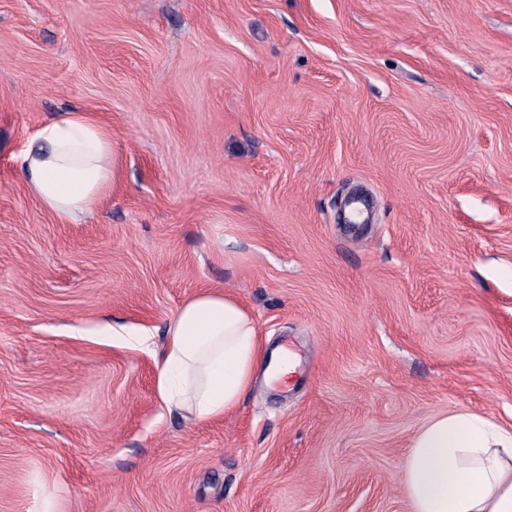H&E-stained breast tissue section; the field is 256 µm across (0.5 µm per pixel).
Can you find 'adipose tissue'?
<instances>
[{
    "mask_svg": "<svg viewBox=\"0 0 512 512\" xmlns=\"http://www.w3.org/2000/svg\"><path fill=\"white\" fill-rule=\"evenodd\" d=\"M114 164L110 130L80 111L40 129L21 157L32 194L72 222L97 209ZM164 336L158 397L193 421L234 411L257 374L287 371L281 353L266 352L250 312L226 293L186 302ZM402 483L413 512H512V429L467 411L433 417L411 441Z\"/></svg>",
    "mask_w": 512,
    "mask_h": 512,
    "instance_id": "ef3b65f1",
    "label": "adipose tissue"
}]
</instances>
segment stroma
<instances>
[{
  "label": "stroma",
  "mask_w": 512,
  "mask_h": 512,
  "mask_svg": "<svg viewBox=\"0 0 512 512\" xmlns=\"http://www.w3.org/2000/svg\"><path fill=\"white\" fill-rule=\"evenodd\" d=\"M72 110L115 157L76 224L20 173ZM205 291L295 388L165 409L130 335ZM455 410L512 427V0H0V512H412Z\"/></svg>",
  "instance_id": "35a3bbf8"
}]
</instances>
